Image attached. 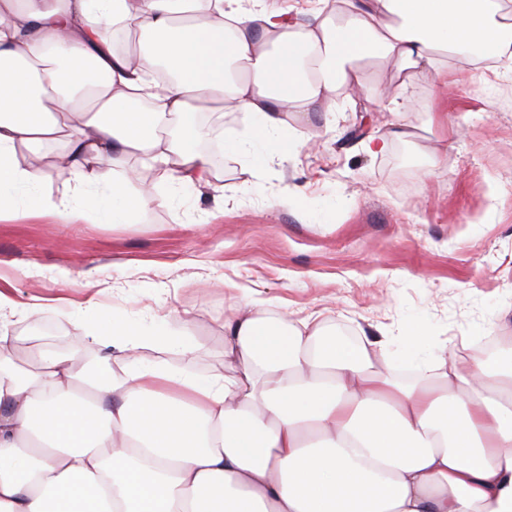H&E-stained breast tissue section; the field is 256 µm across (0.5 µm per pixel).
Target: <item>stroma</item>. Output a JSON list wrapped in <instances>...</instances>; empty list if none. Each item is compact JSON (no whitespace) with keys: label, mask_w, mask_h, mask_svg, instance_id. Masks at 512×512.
Masks as SVG:
<instances>
[{"label":"stroma","mask_w":512,"mask_h":512,"mask_svg":"<svg viewBox=\"0 0 512 512\" xmlns=\"http://www.w3.org/2000/svg\"><path fill=\"white\" fill-rule=\"evenodd\" d=\"M451 66L461 77L449 107L434 84L417 82L400 117L411 135L390 141L385 153L345 141L364 112L371 135L390 129L379 93L395 81V66L372 59L362 64L359 96H337L326 117L297 122L295 154L217 173L180 208L169 205L170 177L157 168L155 200L137 223L0 222V277L17 301L46 302L12 328L17 363L29 368L54 351L72 354L79 367L95 354L91 339L58 324L52 307L60 297L81 300L86 271L106 290L104 319L116 309L141 320L162 305L188 310L197 351L168 349L158 358L202 375L224 368L221 324L239 294L321 312L350 336L380 328L399 345L414 323L466 358L483 356L489 336L512 353V80L465 73L456 59ZM443 108L452 128L445 139L430 123ZM494 183L502 188L495 202ZM297 186L295 206H279L277 195ZM330 194L350 206L326 227L306 223L305 212ZM201 277L214 280L210 291L196 289Z\"/></svg>","instance_id":"stroma-1"}]
</instances>
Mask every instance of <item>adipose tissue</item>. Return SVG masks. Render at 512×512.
Returning a JSON list of instances; mask_svg holds the SVG:
<instances>
[{
	"label": "adipose tissue",
	"mask_w": 512,
	"mask_h": 512,
	"mask_svg": "<svg viewBox=\"0 0 512 512\" xmlns=\"http://www.w3.org/2000/svg\"><path fill=\"white\" fill-rule=\"evenodd\" d=\"M0 0V221L132 224L166 167L172 205L216 172L296 146L293 113L365 87L361 61L396 66L400 114L416 82L447 89L448 55L512 71V0ZM149 40L139 66L121 45ZM176 81L157 76L159 65ZM239 114L244 134L206 147V111ZM64 158L54 190L41 162ZM95 296L61 307L97 347L19 369L11 327L37 313L0 290V512H512V363L466 360L411 330L348 338L319 313L255 298L224 314L234 375L150 359L195 341L183 310L150 324L96 318Z\"/></svg>",
	"instance_id": "obj_1"
}]
</instances>
